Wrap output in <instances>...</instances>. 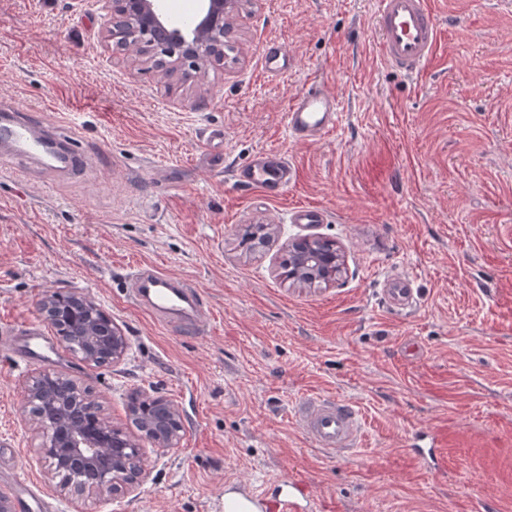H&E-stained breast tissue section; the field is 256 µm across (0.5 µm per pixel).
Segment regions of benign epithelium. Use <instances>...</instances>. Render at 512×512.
Masks as SVG:
<instances>
[{
    "label": "benign epithelium",
    "instance_id": "benign-epithelium-1",
    "mask_svg": "<svg viewBox=\"0 0 512 512\" xmlns=\"http://www.w3.org/2000/svg\"><path fill=\"white\" fill-rule=\"evenodd\" d=\"M160 0H98L103 17L100 39L112 52H124L141 58L164 77L197 78L226 47L234 31L233 19L242 9L243 0H200L195 26L188 30L172 23L162 12ZM324 239L314 235H298L288 242L289 280L300 285L309 281L328 286L339 282L345 257L335 246L325 257L321 253ZM68 312L82 316L77 324V335L84 344L83 360L97 363L99 351L107 349L116 362L126 353L125 336L115 325L107 330L97 327L102 309L85 295L74 296ZM80 397V388L71 380L66 385L47 392L27 386L24 403L31 406L48 404L57 415L58 430L51 442L42 444L41 455L47 471L55 475L70 467L81 470L87 480L68 484L61 491L75 499L89 492L124 494L139 485L145 464L140 456L128 457L125 449L114 448L112 455L103 453L106 442L100 435L84 431L79 423L80 412L71 405L72 397ZM161 414L154 422L153 443L158 448H172L181 429L175 426L180 414L176 406L161 400Z\"/></svg>",
    "mask_w": 512,
    "mask_h": 512
}]
</instances>
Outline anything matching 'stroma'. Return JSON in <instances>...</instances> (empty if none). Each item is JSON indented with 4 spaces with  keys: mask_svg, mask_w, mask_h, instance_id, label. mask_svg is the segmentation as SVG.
<instances>
[{
    "mask_svg": "<svg viewBox=\"0 0 512 512\" xmlns=\"http://www.w3.org/2000/svg\"><path fill=\"white\" fill-rule=\"evenodd\" d=\"M429 66H386L373 0H251L234 57L201 81L169 80L100 40L96 0H0V113L36 132L65 116L75 171L0 150V339L38 329L58 358L19 360L0 342V467L58 512H224V483L278 475L308 485L322 512H512V0H431ZM287 47L271 78L261 52ZM343 117L299 144L286 113L312 83ZM260 151L294 172L282 196L238 186ZM323 211L294 223L300 206ZM273 224L247 252L236 232ZM335 241L338 285L281 278L289 237ZM153 264L199 290L190 333L130 299ZM408 279L407 306L384 295ZM60 292L91 297L128 341L93 367L39 311ZM63 374L88 388L114 428L137 436L138 394L178 405L175 447L141 440L146 475L130 495L74 502L46 473L23 410L30 380ZM310 395L354 406L362 448L333 455L299 430ZM432 428L450 450L438 475L407 452Z\"/></svg>",
    "mask_w": 512,
    "mask_h": 512,
    "instance_id": "obj_1",
    "label": "stroma"
}]
</instances>
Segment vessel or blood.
<instances>
[{"label": "vessel or blood", "mask_w": 512, "mask_h": 512, "mask_svg": "<svg viewBox=\"0 0 512 512\" xmlns=\"http://www.w3.org/2000/svg\"><path fill=\"white\" fill-rule=\"evenodd\" d=\"M374 28L383 62L408 74H416L431 61L438 39V24L428 0H375ZM288 51L273 43L263 52V69L271 76L287 73ZM340 119L336 95L319 84L310 85L292 102L287 112L291 137L313 143L334 129ZM0 140L15 150L40 151L30 121L20 117L0 121ZM238 185L258 188L270 195L283 193L293 174L280 156L256 154L234 172ZM132 301L159 321L175 322L186 329L199 328L204 303L198 291L183 279L167 275L153 265L138 266L130 281ZM19 347L27 359L44 358L52 342L45 336L25 335ZM304 436L327 453L351 452L363 442L364 429L358 410L334 398L309 396L296 409ZM27 512H55L53 504L36 494L26 480L9 478ZM314 502L304 481L282 475L263 488L239 481L224 484V512H311Z\"/></svg>", "instance_id": "obj_1"}]
</instances>
